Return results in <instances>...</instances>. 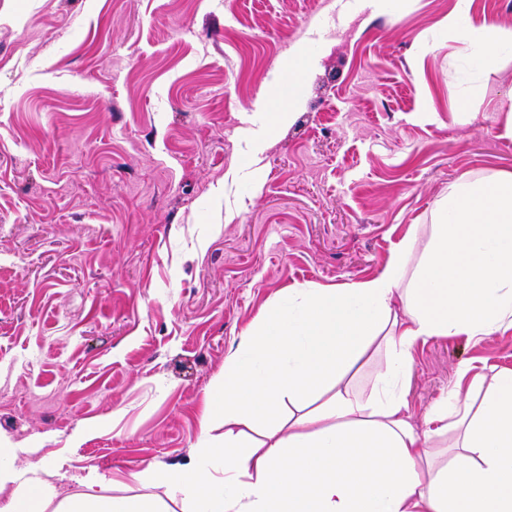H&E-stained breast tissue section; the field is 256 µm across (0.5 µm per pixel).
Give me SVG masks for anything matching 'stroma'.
<instances>
[{"instance_id": "obj_1", "label": "stroma", "mask_w": 512, "mask_h": 512, "mask_svg": "<svg viewBox=\"0 0 512 512\" xmlns=\"http://www.w3.org/2000/svg\"><path fill=\"white\" fill-rule=\"evenodd\" d=\"M454 4L0 0V437L19 463L66 495L187 462L267 302L377 276L450 183L512 172V52L475 69ZM462 363L512 368V332L420 347L416 426Z\"/></svg>"}]
</instances>
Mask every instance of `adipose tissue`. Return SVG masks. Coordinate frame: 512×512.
<instances>
[{
    "instance_id": "1",
    "label": "adipose tissue",
    "mask_w": 512,
    "mask_h": 512,
    "mask_svg": "<svg viewBox=\"0 0 512 512\" xmlns=\"http://www.w3.org/2000/svg\"><path fill=\"white\" fill-rule=\"evenodd\" d=\"M470 6L458 0L447 26L488 65L512 49V30L470 27ZM294 294L297 307L264 308L244 351L225 359L189 463L113 474V485L135 482L140 494L103 496L89 475L82 492L62 498L49 479L27 477L5 443L0 512H167L156 487L184 512H512V369L487 378L460 365L421 430L406 399L420 344H477L512 330V172L449 185L425 244L408 233L378 276ZM374 344L387 360L364 398L345 377ZM451 430L455 451L435 463Z\"/></svg>"
}]
</instances>
